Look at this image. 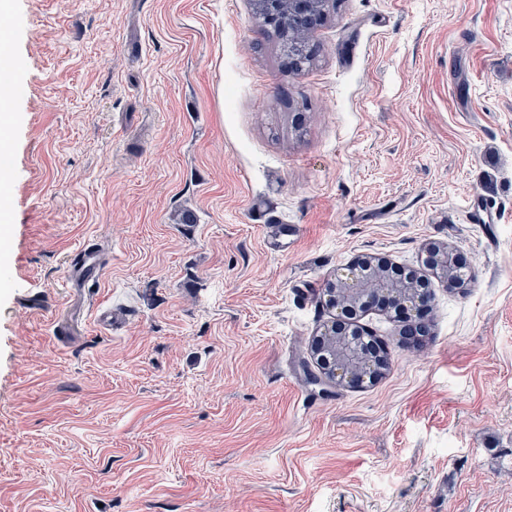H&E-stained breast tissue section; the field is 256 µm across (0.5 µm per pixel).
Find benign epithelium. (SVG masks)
<instances>
[{"instance_id":"1","label":"benign epithelium","mask_w":512,"mask_h":512,"mask_svg":"<svg viewBox=\"0 0 512 512\" xmlns=\"http://www.w3.org/2000/svg\"><path fill=\"white\" fill-rule=\"evenodd\" d=\"M327 0H254L255 7L269 19L282 24L293 19L309 32L325 17L318 4ZM426 266L447 288L464 293L473 280L471 267L453 246L429 241L423 248ZM321 301L334 312L332 320L317 332L310 346L311 358L319 374L310 375L314 384H372L389 367V353H373L342 329L347 316H358L372 309L398 313V343L415 347L431 335L432 295L412 279L395 273L390 263L379 257H363L327 280Z\"/></svg>"}]
</instances>
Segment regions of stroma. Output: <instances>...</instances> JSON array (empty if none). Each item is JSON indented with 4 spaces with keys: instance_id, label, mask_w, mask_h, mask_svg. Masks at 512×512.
Listing matches in <instances>:
<instances>
[{
    "instance_id": "obj_1",
    "label": "stroma",
    "mask_w": 512,
    "mask_h": 512,
    "mask_svg": "<svg viewBox=\"0 0 512 512\" xmlns=\"http://www.w3.org/2000/svg\"><path fill=\"white\" fill-rule=\"evenodd\" d=\"M4 26L0 512H512V0H330L300 73L253 0H11ZM430 240L473 270L431 279L432 336L368 312L384 377L308 384L327 279L422 270ZM470 224H490L498 219V212L490 196L477 193L471 194L466 203ZM101 253L97 247L84 248L77 262L70 269V276L79 288H93L100 282Z\"/></svg>"
}]
</instances>
